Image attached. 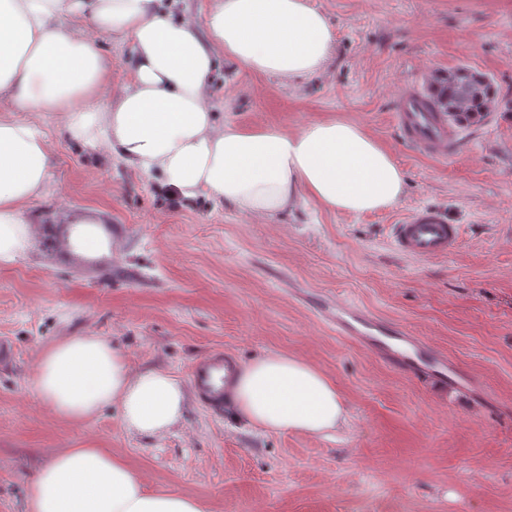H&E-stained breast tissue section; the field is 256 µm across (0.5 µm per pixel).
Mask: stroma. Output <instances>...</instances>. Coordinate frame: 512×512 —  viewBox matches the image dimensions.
<instances>
[{
	"mask_svg": "<svg viewBox=\"0 0 512 512\" xmlns=\"http://www.w3.org/2000/svg\"><path fill=\"white\" fill-rule=\"evenodd\" d=\"M328 18L326 69L293 82L222 61L209 99L217 123L292 131L359 124L387 148L406 193L392 208L338 214L307 203L271 220L206 199L185 205L157 180L73 141L58 112L0 116L36 124L53 157L48 217L33 249L0 268V512H27L29 485L56 452L96 444L144 487L199 498L206 512H512V112L459 130L453 157L404 145L392 121L407 85L465 65L512 100V0H309ZM108 102L133 78L129 43L104 36ZM432 206L461 225L448 258L399 253L393 224ZM100 216L110 257L79 260L62 224ZM341 297L445 351L477 390L412 377L336 336L315 312ZM106 339L132 372L182 386L219 348L246 364L271 353L307 361L335 385L345 429L271 432L215 417L189 391L160 435L131 432L118 405L84 422L55 415L34 389L40 356L67 336Z\"/></svg>",
	"mask_w": 512,
	"mask_h": 512,
	"instance_id": "stroma-1",
	"label": "stroma"
}]
</instances>
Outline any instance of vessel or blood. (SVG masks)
Returning a JSON list of instances; mask_svg holds the SVG:
<instances>
[{
  "mask_svg": "<svg viewBox=\"0 0 512 512\" xmlns=\"http://www.w3.org/2000/svg\"><path fill=\"white\" fill-rule=\"evenodd\" d=\"M401 140L413 150L438 158L450 156L456 148V123L446 113L430 108L426 94L417 86L407 87L398 97L392 114ZM462 239L460 225L432 207L419 208L391 228V241L402 254L417 259H433L453 254ZM319 315L340 338L368 348L376 357L399 371L416 370L415 359L426 353L437 373L454 375L457 387L465 388L469 378L458 374L447 353L410 336L402 327L380 321L362 306L339 300L319 307ZM232 359L221 351H212L194 362L189 376L191 385L205 407L223 413L228 398Z\"/></svg>",
  "mask_w": 512,
  "mask_h": 512,
  "instance_id": "1",
  "label": "vessel or blood"
}]
</instances>
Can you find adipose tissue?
<instances>
[{
  "mask_svg": "<svg viewBox=\"0 0 512 512\" xmlns=\"http://www.w3.org/2000/svg\"><path fill=\"white\" fill-rule=\"evenodd\" d=\"M180 0H0V101L16 112L62 113L69 137L117 154L136 172L160 176L179 199L224 202L269 219L314 201L364 214L396 205L406 191L392 155L359 125L316 121L289 132L217 123L208 107L213 73L227 59L284 81L322 72L335 35L309 0H213L204 21L182 16ZM89 17L93 36L63 26ZM129 42L133 79L108 103L97 101L110 68L97 38ZM51 149L35 126L0 118V267L15 264L38 234L27 204L48 190ZM66 249L98 257L112 242L94 217L72 220ZM38 396L58 416L90 419L118 404L141 435L168 431L186 394L163 370L132 374L99 336L67 337L40 357ZM236 409L269 431L322 435L346 422L333 382L308 362L270 354L242 366ZM29 512H205L195 497L149 492L129 466L88 446L45 463Z\"/></svg>",
  "mask_w": 512,
  "mask_h": 512,
  "instance_id": "ef3b65f1",
  "label": "adipose tissue"
}]
</instances>
